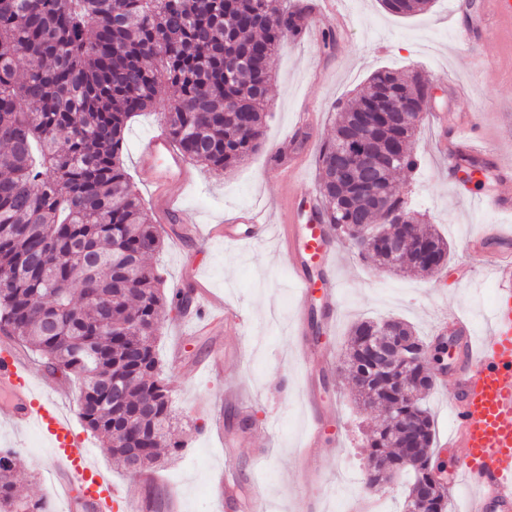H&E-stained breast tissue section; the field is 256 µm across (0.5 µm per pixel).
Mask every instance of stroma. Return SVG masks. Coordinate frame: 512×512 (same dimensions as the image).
<instances>
[{"label":"stroma","instance_id":"35a3bbf8","mask_svg":"<svg viewBox=\"0 0 512 512\" xmlns=\"http://www.w3.org/2000/svg\"><path fill=\"white\" fill-rule=\"evenodd\" d=\"M448 4L449 0H433L425 12L403 18L385 12L379 0H343V20L324 19L323 39L284 38L273 59L260 149L220 175L191 164L192 182L183 189L170 187L179 222L163 220L157 213L152 216L162 231L164 247L151 264L165 293L191 292L196 284H204L223 302L246 311L249 324L241 333L223 330L196 336L190 314L170 308L162 312L156 352L171 387L172 431L184 446L177 456L152 469L146 482L117 466L109 448L87 434L94 463L111 474L118 488H134L158 499L171 488L178 493L182 512H223L212 477L228 462L238 474L242 498H250L258 489L269 512H295V487L301 481L297 459L307 417L301 400L306 369L296 357L293 334L292 271L277 252L274 238L227 243L208 238L207 231L223 223L226 214L248 209H265L268 220H277L286 188L269 172L287 162L303 136L308 151L300 167L307 185L316 187L317 159L334 131L336 102L365 90L371 73L380 67L427 77L436 111L479 113L485 136L512 152V38L503 32L488 41L459 45L455 31L466 18L451 14ZM490 67L495 78L487 82L482 73ZM456 84L466 87L465 97L453 95ZM301 112L314 115L313 126L303 136L293 127ZM163 123L161 113L142 112L129 120L125 131L124 167L147 206L152 191L139 180L137 156L145 139ZM439 139L438 128L422 123L413 140L419 165L413 172L398 174L396 183L410 207L447 238V267L430 276L384 271L347 245L337 258L343 303L330 337L329 360L316 380L325 417L340 420L344 429L340 444H328L309 469L310 477L325 483L317 512H341L346 499L363 493L368 455L363 441L380 417L379 410L356 403L341 371L351 327L361 320L394 316L410 322L420 335L430 336L437 317L457 310L468 315L474 336L490 334L494 280L486 275L473 285L451 276L449 268L465 260V243L482 225H512V213L481 210L475 201L477 188L462 192L455 187L448 160L437 148ZM182 345L187 348L186 360L178 365L173 352ZM215 349L224 355V374L219 379L199 367ZM228 384L243 389L249 413L224 405L221 394ZM248 416L257 421L250 447L225 448L214 431L215 422L238 433ZM2 448L16 451L18 479L28 494L49 502L52 512H63L46 443L36 429H15L0 412ZM257 448L265 449L264 460H255Z\"/></svg>","mask_w":512,"mask_h":512}]
</instances>
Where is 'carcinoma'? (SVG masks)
<instances>
[{
    "instance_id": "obj_1",
    "label": "carcinoma",
    "mask_w": 512,
    "mask_h": 512,
    "mask_svg": "<svg viewBox=\"0 0 512 512\" xmlns=\"http://www.w3.org/2000/svg\"><path fill=\"white\" fill-rule=\"evenodd\" d=\"M432 0H381L408 17ZM304 14L282 0H0V330L44 365L80 382L79 415L125 468L146 475L176 454L170 386L155 351L159 311H182L189 293L167 298L148 258L163 238L123 166L127 122L163 110L168 135L187 160L230 171L264 138L276 48L297 38ZM177 89L158 99L161 83ZM430 97L422 75L382 68L366 93L337 104L336 127L319 156L322 221L344 234L383 224L407 238L391 255L382 242L352 240L360 254L401 270L435 272L448 241L422 226L393 182L412 171L417 127ZM374 112L372 135L355 145L357 119ZM387 164L355 180L336 176L337 154L354 146ZM395 326L420 349L408 323L355 324L346 352L354 388L372 385L387 416L369 436V457L409 478L405 512L430 482L435 421L424 397L392 394L395 373L365 360V341ZM406 374L433 389L430 370ZM119 391L116 404L112 393ZM17 457L0 449V512H51L16 478ZM423 512H448V488L432 487Z\"/></svg>"
}]
</instances>
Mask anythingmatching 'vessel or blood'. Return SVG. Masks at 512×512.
Segmentation results:
<instances>
[{
    "label": "vessel or blood",
    "mask_w": 512,
    "mask_h": 512,
    "mask_svg": "<svg viewBox=\"0 0 512 512\" xmlns=\"http://www.w3.org/2000/svg\"><path fill=\"white\" fill-rule=\"evenodd\" d=\"M482 16L512 25V0H484ZM437 120L442 131L440 149L451 165H478L484 206L511 211L512 197L503 194L500 185L512 179V156L499 152L481 133L478 118L441 113ZM137 167L142 182L154 188L165 210L173 205L166 187L190 181L184 157L164 132L146 139ZM282 177L288 192L276 223H268L262 212L249 211L217 226L214 234L227 242H248L260 232L274 230L292 269L297 308L305 309L315 289H322V320L330 326L340 307V283L335 276L338 237L323 224L314 191L297 182L292 172H283ZM486 269L497 284L490 336L475 339L469 319L458 313L438 323L462 342L460 362L452 374L453 394L448 398L453 427L445 445L455 454L457 477L472 491L468 512H512V236L493 224L485 225L467 253L469 278ZM199 321L210 328L221 324L237 329L244 318L232 307L218 308L206 300L199 307ZM0 387L5 390L13 425L37 428L48 441L55 489L66 499L69 512H111L115 487L84 451L83 434L58 412L51 391H34L26 362L8 345L0 347ZM306 405L311 427L302 458L307 461L319 452L327 425L317 412L314 395H307ZM214 482L224 512H264L260 496L240 508L238 479L231 466L219 470Z\"/></svg>",
    "instance_id": "vessel-or-blood-1"
}]
</instances>
